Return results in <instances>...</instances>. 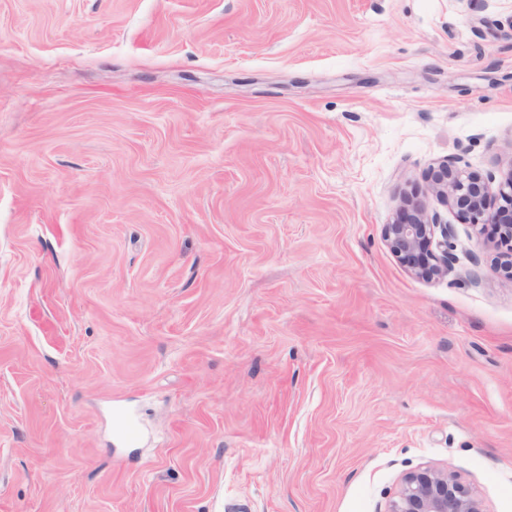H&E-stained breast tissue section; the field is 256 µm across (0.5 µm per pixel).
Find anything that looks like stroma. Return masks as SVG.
Returning a JSON list of instances; mask_svg holds the SVG:
<instances>
[{"label":"stroma","mask_w":512,"mask_h":512,"mask_svg":"<svg viewBox=\"0 0 512 512\" xmlns=\"http://www.w3.org/2000/svg\"><path fill=\"white\" fill-rule=\"evenodd\" d=\"M444 162L512 166V0H0V512H386L426 466L512 512V279ZM391 224L383 225L382 234L390 251L415 277L433 279L445 276L453 268L455 231L453 225L441 224L429 217L416 203Z\"/></svg>","instance_id":"obj_1"}]
</instances>
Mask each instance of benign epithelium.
Listing matches in <instances>:
<instances>
[{
    "label": "benign epithelium",
    "instance_id": "1",
    "mask_svg": "<svg viewBox=\"0 0 512 512\" xmlns=\"http://www.w3.org/2000/svg\"><path fill=\"white\" fill-rule=\"evenodd\" d=\"M432 189L457 216L481 235L489 226L503 236L512 235V169L499 184L496 195L476 176L443 164L432 174ZM382 234L390 251L415 277L433 279L453 268L455 231L441 224L418 204ZM388 512H482L480 501L447 471L434 467L407 473Z\"/></svg>",
    "mask_w": 512,
    "mask_h": 512
}]
</instances>
